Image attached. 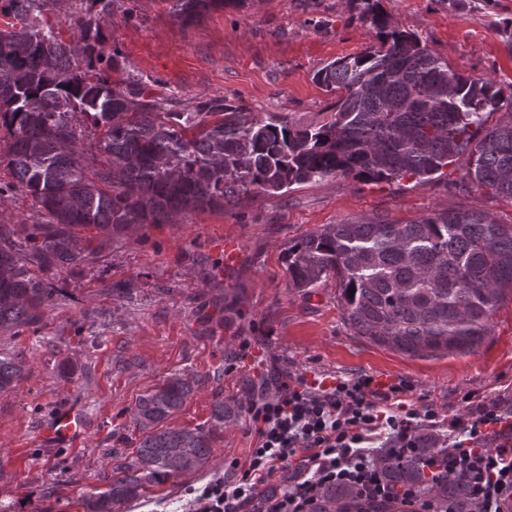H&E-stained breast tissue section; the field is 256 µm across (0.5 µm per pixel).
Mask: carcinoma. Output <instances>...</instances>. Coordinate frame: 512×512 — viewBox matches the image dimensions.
<instances>
[{
  "label": "carcinoma",
  "instance_id": "1",
  "mask_svg": "<svg viewBox=\"0 0 512 512\" xmlns=\"http://www.w3.org/2000/svg\"><path fill=\"white\" fill-rule=\"evenodd\" d=\"M59 0H0L21 29L0 28V126L10 136L6 167L12 187L31 196L43 222L25 245L0 224V335L41 323L58 301L46 273L72 271L98 257L115 235L144 224H178L192 211L222 209L243 196L274 197L288 188L343 175L360 182H430L462 161L456 185L486 188L512 203V109L490 80L454 70L413 33L392 26L365 3L378 44L339 58L314 74L336 95L319 122L290 116L255 118L223 98L171 108L106 49L100 19L121 0H92L67 16L72 40L49 22ZM245 0H173V16L199 20L214 6ZM118 75L112 79V75ZM91 121L95 141L79 145ZM103 232L99 242L77 229ZM288 287L336 281V302L355 333L412 355L473 352L490 335V318L512 293V224L489 212L459 208L408 222L379 217L327 224L290 244L283 256ZM39 273H32V269ZM0 351V393L23 374ZM199 388L172 375L130 409L140 438L135 459L112 470L106 489L90 494L86 512L139 498L148 485L195 473L207 462L224 424L237 420L240 399H216L207 423L171 428L167 420ZM383 454L379 466L395 486L426 488L439 505L468 512L471 487L460 477L431 480L421 460ZM314 512H360L357 492L322 489Z\"/></svg>",
  "mask_w": 512,
  "mask_h": 512
}]
</instances>
